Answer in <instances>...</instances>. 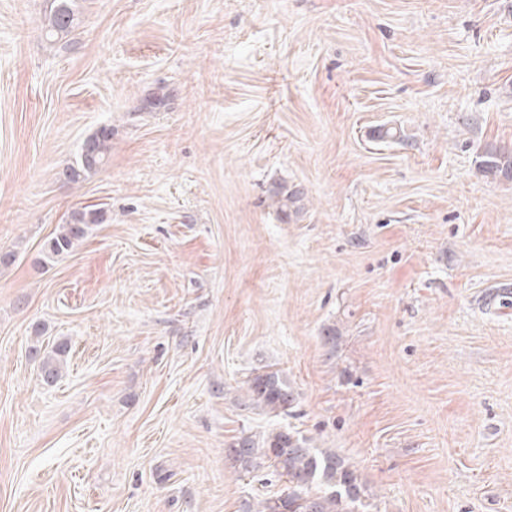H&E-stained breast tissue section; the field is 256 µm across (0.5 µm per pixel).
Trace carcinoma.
I'll list each match as a JSON object with an SVG mask.
<instances>
[{"mask_svg": "<svg viewBox=\"0 0 512 512\" xmlns=\"http://www.w3.org/2000/svg\"><path fill=\"white\" fill-rule=\"evenodd\" d=\"M44 24L48 40L57 43L69 37L80 25L78 0H50ZM84 148L79 159L69 167L68 177L74 183L85 180L104 163L112 148V128L98 129ZM479 171L487 178H512V153L486 152ZM100 220L101 212L96 209L73 212L68 222L60 225L57 233L45 242V256L54 259L69 252L86 236L91 225ZM67 349V344L60 342L42 356L38 348H33L44 383H56ZM247 390L256 404L275 415L286 412L294 401L291 387L276 371L252 376L247 380ZM231 449L243 470H249L256 458L264 457L288 479V493L262 501L255 512H359L364 506L366 488L356 469L328 448H311L301 437L272 430L260 441L244 437Z\"/></svg>", "mask_w": 512, "mask_h": 512, "instance_id": "cac0c4a2", "label": "carcinoma"}]
</instances>
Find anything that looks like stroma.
Segmentation results:
<instances>
[{"mask_svg":"<svg viewBox=\"0 0 512 512\" xmlns=\"http://www.w3.org/2000/svg\"><path fill=\"white\" fill-rule=\"evenodd\" d=\"M79 4L53 43L49 0H0V512H255L288 480L230 446L276 428L367 512H512V180L478 171L512 0ZM87 148L89 149L88 153L85 152ZM111 148L112 129L103 126L85 142L79 159L69 167V179L77 183L96 172L106 160ZM101 212L96 209L75 211L66 224H61L57 233L44 244V254L49 259L68 253L81 241L92 224H99ZM68 346L66 343H58L50 353L40 356V350L33 348V354L39 358V371L42 380L47 385H53L59 378L63 357L67 353ZM247 386L251 399L275 415L286 412L294 401L291 387L277 371L258 373L247 380Z\"/></svg>","mask_w":512,"mask_h":512,"instance_id":"stroma-1","label":"stroma"}]
</instances>
